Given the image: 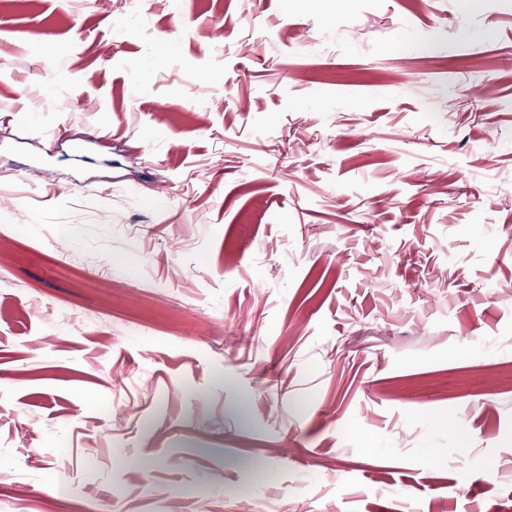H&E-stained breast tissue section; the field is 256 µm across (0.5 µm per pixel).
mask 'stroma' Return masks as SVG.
I'll list each match as a JSON object with an SVG mask.
<instances>
[{"label":"stroma","instance_id":"obj_1","mask_svg":"<svg viewBox=\"0 0 512 512\" xmlns=\"http://www.w3.org/2000/svg\"><path fill=\"white\" fill-rule=\"evenodd\" d=\"M77 499L512 507V0H0V512Z\"/></svg>","mask_w":512,"mask_h":512}]
</instances>
